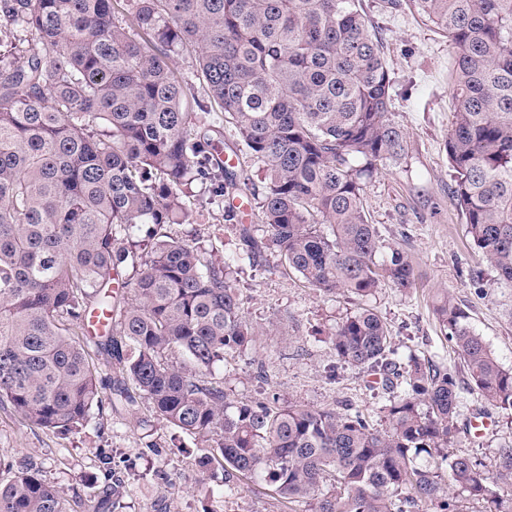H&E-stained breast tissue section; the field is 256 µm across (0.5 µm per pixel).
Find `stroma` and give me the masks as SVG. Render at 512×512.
<instances>
[{"instance_id":"35a3bbf8","label":"stroma","mask_w":512,"mask_h":512,"mask_svg":"<svg viewBox=\"0 0 512 512\" xmlns=\"http://www.w3.org/2000/svg\"><path fill=\"white\" fill-rule=\"evenodd\" d=\"M386 2L363 0V8L371 32L383 39L394 119L408 131L409 143L400 164L367 183L364 202L386 244L414 258L415 284L402 292L383 282L365 299L343 292L326 297L296 273L283 272L275 254L258 251L240 263L234 278L248 317L268 334L257 350L217 371L232 400L275 395L316 408L348 401L375 428L385 429V387L373 384L362 369L337 363L328 338L338 322L370 306L387 323L399 361L416 354L455 371L460 399L452 450L491 471L499 449L512 447V411L470 391L464 360L441 332L433 307L450 295L498 362L512 368V287L500 284L449 201L453 178L445 143L453 109L448 64L454 47L408 0L393 9ZM172 230L217 245L224 255L245 249L221 209L207 203ZM88 351L105 384L102 407L68 434L28 427L12 410L0 408V480L9 481L23 467L39 470L73 500L75 512H87L94 496L115 478L125 485L118 512H288L266 483L228 485L221 467L201 470L197 460L204 446L158 420L145 402L131 408L120 404L113 389L130 387V380L96 346ZM476 418L490 423L483 434L470 426Z\"/></svg>"}]
</instances>
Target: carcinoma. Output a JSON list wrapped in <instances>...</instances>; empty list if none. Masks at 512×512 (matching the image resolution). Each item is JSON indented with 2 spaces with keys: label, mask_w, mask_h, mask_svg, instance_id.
<instances>
[{
  "label": "carcinoma",
  "mask_w": 512,
  "mask_h": 512,
  "mask_svg": "<svg viewBox=\"0 0 512 512\" xmlns=\"http://www.w3.org/2000/svg\"><path fill=\"white\" fill-rule=\"evenodd\" d=\"M455 48L448 137L453 204L474 245L512 286V0H412ZM0 407L54 433L83 425L100 385L82 337L115 356L157 419L211 444L224 480L266 481L289 512H512V448L496 472L451 454L455 372L404 365L371 308L330 332L336 360L400 380L380 431L350 403L314 408L231 402L218 363L272 333L233 285L236 258L168 232L210 188L246 255L261 246L323 294L406 290L415 263L385 248L363 206L367 180L407 153L393 119L382 44L362 0H0ZM188 56L185 72L179 58ZM233 141L263 177L215 158ZM259 205L263 237L223 206ZM149 225L142 254L125 246ZM132 270L133 296L112 297ZM435 315L463 357L470 390L512 410L504 369L468 314L444 296ZM133 404L136 398L121 391ZM121 480L90 512L121 507ZM0 512H68L63 490L21 471L0 483Z\"/></svg>",
  "instance_id": "carcinoma-1"
}]
</instances>
